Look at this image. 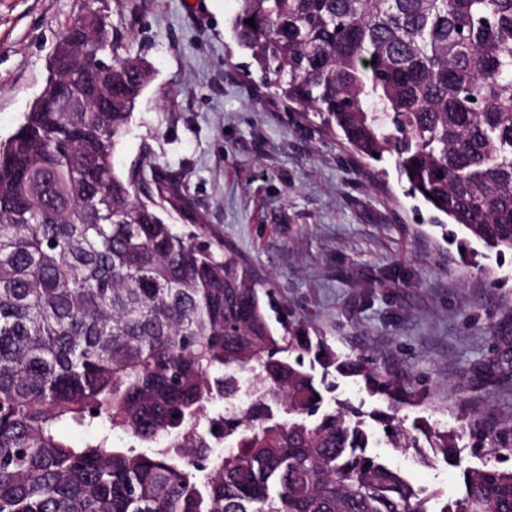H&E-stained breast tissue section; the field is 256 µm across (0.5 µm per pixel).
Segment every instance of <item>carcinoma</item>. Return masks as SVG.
Masks as SVG:
<instances>
[{"label":"carcinoma","instance_id":"1","mask_svg":"<svg viewBox=\"0 0 512 512\" xmlns=\"http://www.w3.org/2000/svg\"><path fill=\"white\" fill-rule=\"evenodd\" d=\"M82 16L48 66L68 111L47 98L0 144V512H512V470L487 467L429 508L312 369L397 407L415 393L299 321L273 327L269 292L202 241L178 182L116 171L152 69L109 23L112 66L89 75ZM232 33L288 107L512 252V0H241ZM109 85L112 111H94ZM384 427L419 447L395 415ZM467 428L512 452V429ZM430 437L461 463L460 432Z\"/></svg>","mask_w":512,"mask_h":512}]
</instances>
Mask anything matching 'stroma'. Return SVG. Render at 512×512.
Instances as JSON below:
<instances>
[{
    "mask_svg": "<svg viewBox=\"0 0 512 512\" xmlns=\"http://www.w3.org/2000/svg\"><path fill=\"white\" fill-rule=\"evenodd\" d=\"M109 20L154 67L114 155L175 176L222 241L290 315L335 351L401 374L418 420L512 427V253L436 224L391 163L357 161L318 119L288 111L232 22L240 0H105ZM80 0H0V142L47 88L48 65ZM462 466L412 448L377 452L415 487L461 497L464 467L511 468L491 441L460 443Z\"/></svg>",
    "mask_w": 512,
    "mask_h": 512,
    "instance_id": "1",
    "label": "stroma"
}]
</instances>
